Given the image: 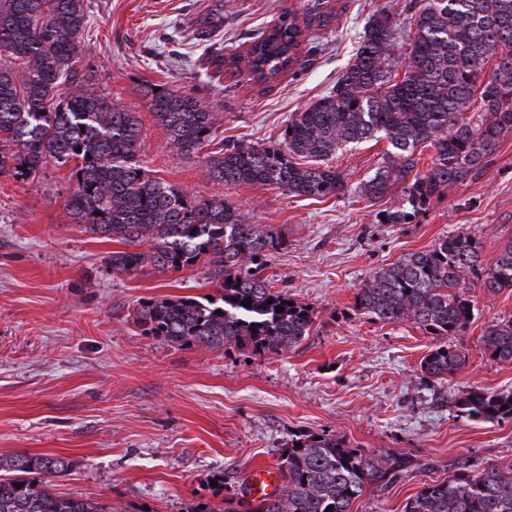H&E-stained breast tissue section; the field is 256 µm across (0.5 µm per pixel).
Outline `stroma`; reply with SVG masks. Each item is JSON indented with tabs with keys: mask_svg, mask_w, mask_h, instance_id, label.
<instances>
[{
	"mask_svg": "<svg viewBox=\"0 0 512 512\" xmlns=\"http://www.w3.org/2000/svg\"><path fill=\"white\" fill-rule=\"evenodd\" d=\"M319 2L330 23L310 29L308 52L271 88L218 69L194 38L201 18L220 14L215 48L241 54L282 12ZM408 2L87 0L84 37L97 68H75L138 113L145 168L278 233L285 244L267 257L264 275L308 305L315 323L301 345L266 356L143 335L136 312L144 299L217 296L212 267L113 272L108 257L118 243L67 217L70 167L51 163L28 180L0 176V457L68 458L67 474L51 480L54 491L109 502L112 512L247 500L251 470L279 467L296 434L411 456L409 473L365 491L352 512H403L424 484L447 479L465 460L512 470V420L458 410L469 391H512V364L493 361L481 344L486 326L512 318V292L493 294L479 282L512 241V134L478 179L449 187L411 223L385 224L381 213L401 205V191L371 200L362 187L389 152L387 140L337 151L332 163L347 184L339 196L227 186L209 177L203 157L168 145L143 97L152 84L191 92L214 107L224 141L276 140L291 114L335 85L372 15L391 13L398 43L406 42ZM459 231L482 247L477 272L466 276L474 318L450 339L467 354L465 369L439 382L420 372L433 336L356 312L354 301L374 272Z\"/></svg>",
	"mask_w": 512,
	"mask_h": 512,
	"instance_id": "35a3bbf8",
	"label": "stroma"
}]
</instances>
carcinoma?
I'll return each instance as SVG.
<instances>
[{"label": "carcinoma", "mask_w": 512, "mask_h": 512, "mask_svg": "<svg viewBox=\"0 0 512 512\" xmlns=\"http://www.w3.org/2000/svg\"><path fill=\"white\" fill-rule=\"evenodd\" d=\"M408 10L413 18L404 57H394L392 15H373L336 85L294 113L276 142H216L215 110L192 93L165 86L146 90L153 120L179 152L205 154L214 180L275 187L307 199L344 191V176L328 163L338 150L384 137L388 159L362 192L379 199L404 185L408 208L387 211L383 220L408 224L448 187L479 176L486 157L512 134V0H428L419 9L411 0ZM327 17L285 11L245 54L217 55L214 63L268 86L298 62L302 28L324 27ZM87 19L86 0H0V57H6L0 63V175L29 179L50 162L74 163L65 210L72 223L127 246L109 257L115 272L180 270L201 260L214 268L220 298L150 299L136 312L144 335L176 346L258 354L299 345L310 335L312 310L274 290L262 275L264 257L285 242L222 199L198 200L148 175L139 158L143 127L137 113L71 70L77 57L94 67L83 40ZM426 146L434 149L431 165L417 172L418 148ZM479 254L480 243L470 235H445L374 273L358 289L355 309L423 328L437 344L422 359L421 373L441 381L452 377L468 357L444 338L473 318L464 273ZM482 287L512 290V241ZM278 306L284 311L276 312ZM482 344L489 357L512 363V319L488 325ZM460 412L511 421L512 392L471 391ZM411 465L403 453L364 454L341 437L296 435L281 456L285 486L279 495L246 503L229 499L222 507L207 503L193 512H352L367 488L387 486ZM70 467L69 460L51 455L0 458V512H112L109 503L52 491L45 477L62 476ZM404 512H512V472L463 463L447 479L424 484Z\"/></svg>", "instance_id": "cac0c4a2"}]
</instances>
